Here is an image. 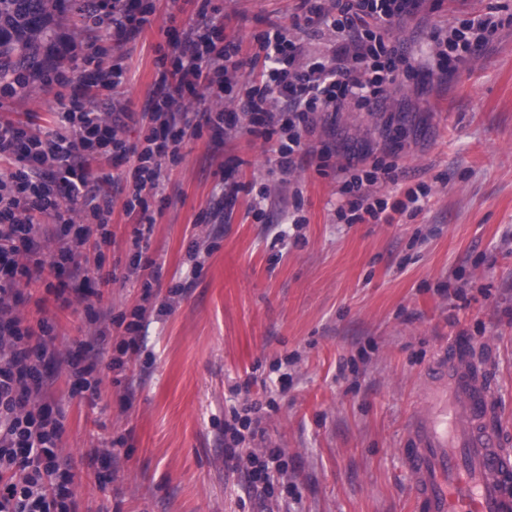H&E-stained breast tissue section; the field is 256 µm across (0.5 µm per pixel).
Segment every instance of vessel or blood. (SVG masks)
<instances>
[{"instance_id":"1","label":"vessel or blood","mask_w":512,"mask_h":512,"mask_svg":"<svg viewBox=\"0 0 512 512\" xmlns=\"http://www.w3.org/2000/svg\"><path fill=\"white\" fill-rule=\"evenodd\" d=\"M424 375L433 389L400 448L414 512H512V436L485 368L458 346L440 351Z\"/></svg>"}]
</instances>
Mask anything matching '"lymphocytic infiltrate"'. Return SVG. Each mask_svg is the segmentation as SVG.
I'll return each mask as SVG.
<instances>
[{"mask_svg":"<svg viewBox=\"0 0 512 512\" xmlns=\"http://www.w3.org/2000/svg\"><path fill=\"white\" fill-rule=\"evenodd\" d=\"M302 2L303 14L292 20L299 38L286 39L277 28L260 38L265 72L228 110L224 94L244 62L238 43L225 39L210 0H201L186 30L168 31L170 66L160 73L161 93L145 104L141 139L133 144L121 136L133 113L115 96L125 83V69L107 59L113 46L133 40L149 24L152 0H80L85 22L104 26L105 42L36 72L19 64L13 82L0 83V98L15 97L36 82L68 92L67 105L53 113L49 131L0 120V162L10 165L0 175V512H79L71 461L61 448L66 412L48 393L47 372L63 370L70 395L93 403L101 395L103 372L112 373L113 385H121L129 369L127 355L139 349L143 309L100 318L103 294L89 286L115 277L103 262L88 257L89 249L112 240V197L106 187L118 181L93 173V162L107 158L113 166L129 167L132 189L123 207L137 221L128 271L143 293L151 294L159 270L146 255L155 224L147 200L161 194L164 170L183 161L189 139L206 129L212 140L223 141L238 130L241 115H251L249 133L267 144L268 164L293 175L311 159L332 156L330 149L317 151L310 144L316 115L348 106L374 112L398 85L421 88L448 78L502 25L490 12L456 21L432 33L419 59L409 55L404 42L392 39L391 30L423 0H333L328 8L318 0ZM323 30L336 46L332 55L318 59L306 51L302 38ZM100 88L110 90V97L97 96ZM396 169L381 159L368 170L347 164L337 221L389 223L407 209L421 211L430 195L426 184L408 189L401 200L375 192L379 181L395 180ZM47 223L57 228L50 239L43 231ZM47 273L57 280L56 294L74 291L82 303L94 327L91 343L60 351L52 323L44 318L33 323L22 315L25 287ZM116 334L122 337L117 356L104 365L87 358L89 344L107 346ZM262 408L259 402L247 404L225 425L224 463L235 469L249 461L248 483L268 494L281 450L259 454L243 445L245 438L257 437Z\"/></svg>","mask_w":512,"mask_h":512,"instance_id":"obj_1","label":"lymphocytic infiltrate"}]
</instances>
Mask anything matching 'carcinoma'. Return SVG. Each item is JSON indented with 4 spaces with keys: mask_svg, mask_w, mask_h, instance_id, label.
Returning a JSON list of instances; mask_svg holds the SVG:
<instances>
[{
    "mask_svg": "<svg viewBox=\"0 0 512 512\" xmlns=\"http://www.w3.org/2000/svg\"><path fill=\"white\" fill-rule=\"evenodd\" d=\"M44 0H0V80L15 71L16 58L40 63L43 37L50 23Z\"/></svg>",
    "mask_w": 512,
    "mask_h": 512,
    "instance_id": "1",
    "label": "carcinoma"
}]
</instances>
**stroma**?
Masks as SVG:
<instances>
[{
	"mask_svg": "<svg viewBox=\"0 0 512 512\" xmlns=\"http://www.w3.org/2000/svg\"><path fill=\"white\" fill-rule=\"evenodd\" d=\"M149 26L114 51L125 88L142 111L158 82L165 31L188 22L196 0H154ZM242 60L271 25L290 27L299 0H211ZM512 0H437L422 32ZM51 88L0 99V115L46 126L61 111ZM223 143L202 136L168 172L147 255L161 267L149 302L127 275L133 221L128 193L112 195V242L103 249L116 279L104 289L113 313L145 306L141 348L125 388L103 385L97 404L69 397L64 374L51 392L67 407L69 456L81 512H413L411 477L399 454L403 425L430 387L421 370L442 348L469 343L489 363L501 419L512 432V25L498 29L473 62L421 91L392 93L385 112L344 111L319 120L314 147L344 139L395 160L393 198L423 182L417 216L389 224H340L337 161L309 164L283 180L251 137L249 118ZM252 184L233 204L222 196L224 166ZM302 208L307 221L290 224ZM263 209L264 220L253 217ZM196 257H189L190 242ZM192 288L170 287L192 264ZM467 284L458 299L444 285ZM30 321L56 325L62 347L92 330L60 307L43 283L29 288ZM256 377L249 391L231 385ZM288 377L263 410L265 447L283 452L278 474L291 494L259 500L224 464L231 406L264 401L262 381ZM124 438L110 468L90 460L101 440Z\"/></svg>",
	"mask_w": 512,
	"mask_h": 512,
	"instance_id": "obj_1",
	"label": "stroma"
}]
</instances>
